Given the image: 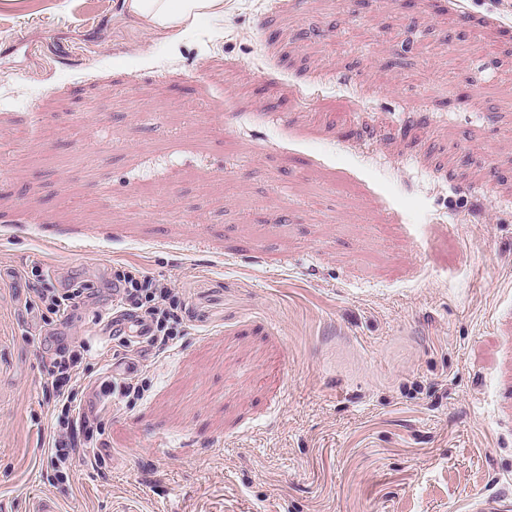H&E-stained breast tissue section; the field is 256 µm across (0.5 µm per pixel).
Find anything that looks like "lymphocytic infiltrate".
I'll return each instance as SVG.
<instances>
[{
	"label": "lymphocytic infiltrate",
	"mask_w": 512,
	"mask_h": 512,
	"mask_svg": "<svg viewBox=\"0 0 512 512\" xmlns=\"http://www.w3.org/2000/svg\"><path fill=\"white\" fill-rule=\"evenodd\" d=\"M31 275L33 297L27 307L37 312L41 321H48L52 316L63 318L68 311L97 300L96 292L74 283L54 287L42 270H32ZM112 311L146 325L143 342L148 351H165L184 333L182 308L174 289L138 270L114 271ZM86 352L87 346L82 342L58 346L45 388L54 418L47 462L51 480L57 484L68 482L73 466L79 462L103 471L106 459L102 453V411L112 399L132 405L143 399L146 392L145 384L132 373L120 378L87 379L82 370Z\"/></svg>",
	"instance_id": "obj_1"
}]
</instances>
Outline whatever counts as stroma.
I'll use <instances>...</instances> for the list:
<instances>
[{
	"instance_id": "stroma-1",
	"label": "stroma",
	"mask_w": 512,
	"mask_h": 512,
	"mask_svg": "<svg viewBox=\"0 0 512 512\" xmlns=\"http://www.w3.org/2000/svg\"><path fill=\"white\" fill-rule=\"evenodd\" d=\"M98 289L44 325L25 271ZM186 334L47 478L51 337L113 271ZM463 512L512 499V16L476 0H0V498L26 512ZM121 9L143 26L188 34L206 19L223 18L226 0H118ZM511 509L510 499L479 495L471 498L464 510L465 512H510Z\"/></svg>"
}]
</instances>
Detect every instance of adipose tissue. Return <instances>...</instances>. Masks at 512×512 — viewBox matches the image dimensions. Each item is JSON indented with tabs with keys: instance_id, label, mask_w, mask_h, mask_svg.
<instances>
[{
	"instance_id": "1",
	"label": "adipose tissue",
	"mask_w": 512,
	"mask_h": 512,
	"mask_svg": "<svg viewBox=\"0 0 512 512\" xmlns=\"http://www.w3.org/2000/svg\"><path fill=\"white\" fill-rule=\"evenodd\" d=\"M121 9L143 26L187 34L206 19L224 15V0H119Z\"/></svg>"
}]
</instances>
